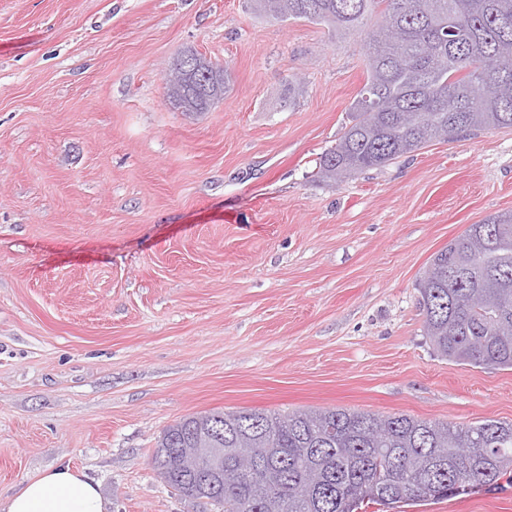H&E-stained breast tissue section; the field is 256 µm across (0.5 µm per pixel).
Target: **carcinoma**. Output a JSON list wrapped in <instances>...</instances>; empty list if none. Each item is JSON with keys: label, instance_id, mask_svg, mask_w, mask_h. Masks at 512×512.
Returning <instances> with one entry per match:
<instances>
[{"label": "carcinoma", "instance_id": "obj_1", "mask_svg": "<svg viewBox=\"0 0 512 512\" xmlns=\"http://www.w3.org/2000/svg\"><path fill=\"white\" fill-rule=\"evenodd\" d=\"M275 20L323 24L365 35L366 82L348 109L317 176L338 183L380 169L428 143L512 128V0H251ZM175 59L168 98L189 114L224 98L228 68L206 60L205 97L191 92ZM424 333L442 357L487 370L512 369V212L471 224L431 259L418 283ZM485 297L484 313L466 300ZM221 428L224 472L189 475L175 453ZM268 459L261 488L236 476L232 452ZM163 481L198 506L224 512H395L410 501L448 499L456 483L512 478V421L475 425L344 408L271 414L217 411L167 427L153 450Z\"/></svg>", "mask_w": 512, "mask_h": 512}]
</instances>
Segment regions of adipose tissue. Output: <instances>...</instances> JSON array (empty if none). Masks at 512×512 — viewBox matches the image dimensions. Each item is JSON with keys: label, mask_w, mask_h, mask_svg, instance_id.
I'll return each instance as SVG.
<instances>
[{"label": "adipose tissue", "mask_w": 512, "mask_h": 512, "mask_svg": "<svg viewBox=\"0 0 512 512\" xmlns=\"http://www.w3.org/2000/svg\"><path fill=\"white\" fill-rule=\"evenodd\" d=\"M0 512H107V503L92 479L59 465L20 483Z\"/></svg>", "instance_id": "obj_1"}]
</instances>
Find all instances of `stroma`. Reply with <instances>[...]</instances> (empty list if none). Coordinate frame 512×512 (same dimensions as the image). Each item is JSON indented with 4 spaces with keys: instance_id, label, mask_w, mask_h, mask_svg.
I'll return each instance as SVG.
<instances>
[{
    "instance_id": "stroma-1",
    "label": "stroma",
    "mask_w": 512,
    "mask_h": 512,
    "mask_svg": "<svg viewBox=\"0 0 512 512\" xmlns=\"http://www.w3.org/2000/svg\"><path fill=\"white\" fill-rule=\"evenodd\" d=\"M195 49L232 82L168 100ZM363 46L249 0H0V499L60 463L108 512H194L152 452L210 411L512 420V371L438 355L417 283L512 211V128L316 175ZM401 512H512V483ZM182 53L177 56L173 63L172 74L177 75V79L169 80L168 98L171 103L177 108L182 109L181 112L198 113L209 111L216 103L224 98V92L228 89L229 85V72L228 68L218 62H213L211 59H204L207 64V71L210 74L208 80V90L203 99H199L191 92L188 77H180L179 64L182 61L183 70L186 75L208 76V73L202 68L203 63L194 53ZM174 101H173V100ZM176 102V103H174Z\"/></svg>"
}]
</instances>
